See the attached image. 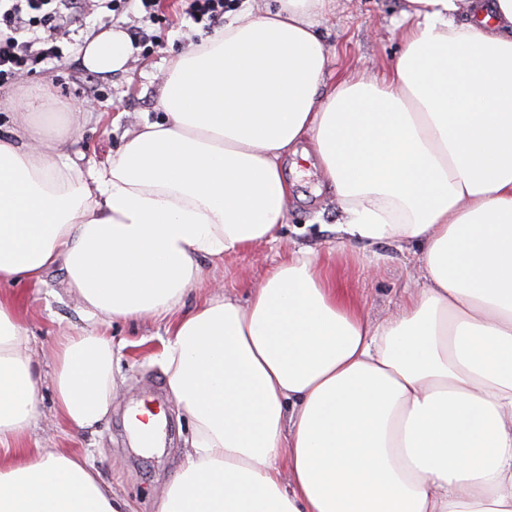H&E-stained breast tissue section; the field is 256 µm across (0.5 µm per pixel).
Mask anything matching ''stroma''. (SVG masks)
<instances>
[{
    "instance_id": "stroma-1",
    "label": "stroma",
    "mask_w": 512,
    "mask_h": 512,
    "mask_svg": "<svg viewBox=\"0 0 512 512\" xmlns=\"http://www.w3.org/2000/svg\"><path fill=\"white\" fill-rule=\"evenodd\" d=\"M405 0H334L332 10L320 23L323 44L331 60L333 79L364 74L383 79L400 50L396 37L404 24ZM183 0H162L158 21L147 29L156 34L159 46L143 58L129 55L123 69L111 73L87 70L82 61L86 42L106 29L126 30L140 20L138 11L114 15L98 8L63 41V59L37 66L35 72L0 85V100L19 102L25 96L49 91L48 111L78 126L72 152L83 157L84 165H99L117 153L126 137L147 120H160V77L171 60L190 45L211 37L212 31L193 23L184 14ZM298 196L288 206V220L279 242L262 244L225 258L209 269V284L191 292L186 308H193L210 292L211 282L247 297L264 278L268 267L283 246L296 244L326 251L335 239L338 219L333 195L326 188L314 160L298 161L293 168ZM385 261L376 267L356 266L353 256L359 246H351L345 256H330L339 283L349 289L362 314L377 322L399 306L412 285L414 270L404 254L394 246L378 245ZM20 314L31 333L35 368L50 371L56 340L83 325L80 304L69 291L65 276L54 269L43 284L22 287ZM166 338L164 323L118 322L112 326L115 367L119 371L112 414L97 432L78 439L67 437L54 412L50 390H43L41 416L32 433L33 440L47 448L86 449L113 490L132 505L134 512H156L157 502L181 467L192 429L189 420L173 401H165L164 411L172 428L169 446L152 451L135 448L123 426V417L132 401L146 399L150 390L166 387L161 352Z\"/></svg>"
}]
</instances>
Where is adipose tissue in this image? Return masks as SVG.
Instances as JSON below:
<instances>
[{"mask_svg":"<svg viewBox=\"0 0 512 512\" xmlns=\"http://www.w3.org/2000/svg\"><path fill=\"white\" fill-rule=\"evenodd\" d=\"M330 0L240 12L161 78L165 117L84 167L41 96L0 137V512H132L89 456L25 444L42 389L69 431L112 412L109 328L162 321L192 426L157 512H512V0H407L388 78H342L316 32ZM468 23H456L459 13ZM122 32L83 63L127 62ZM333 191L332 253L418 243L422 282L364 318L293 247L246 300L187 293L277 241L289 157ZM62 270L85 325L32 364L16 287Z\"/></svg>","mask_w":512,"mask_h":512,"instance_id":"1","label":"adipose tissue"}]
</instances>
